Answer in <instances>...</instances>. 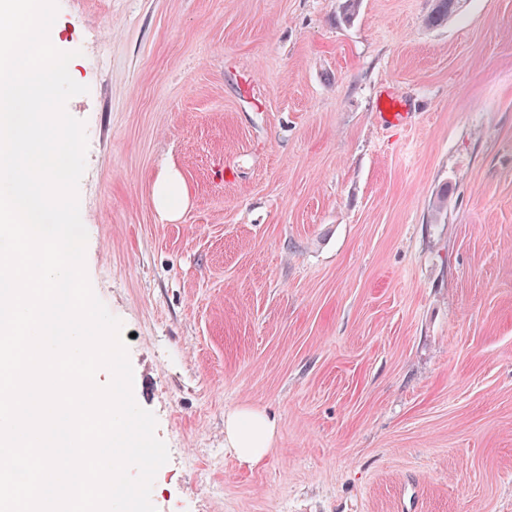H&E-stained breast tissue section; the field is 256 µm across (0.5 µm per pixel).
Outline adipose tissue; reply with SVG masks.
Wrapping results in <instances>:
<instances>
[{
  "label": "adipose tissue",
  "mask_w": 512,
  "mask_h": 512,
  "mask_svg": "<svg viewBox=\"0 0 512 512\" xmlns=\"http://www.w3.org/2000/svg\"><path fill=\"white\" fill-rule=\"evenodd\" d=\"M186 187L177 169L169 168L156 179L152 190L155 209L167 216H177L186 202ZM275 433L274 421L253 409L231 412L224 419V443L237 459L249 466L260 465Z\"/></svg>",
  "instance_id": "ef3b65f1"
}]
</instances>
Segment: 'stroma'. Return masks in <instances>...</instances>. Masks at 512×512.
Returning a JSON list of instances; mask_svg holds the SVG:
<instances>
[{
  "mask_svg": "<svg viewBox=\"0 0 512 512\" xmlns=\"http://www.w3.org/2000/svg\"><path fill=\"white\" fill-rule=\"evenodd\" d=\"M342 3L58 0L157 512H512V0ZM242 407L275 423L258 468ZM461 0H435L434 7L427 16V24L432 27L440 26L452 17L461 7ZM405 104L401 97L395 94H386L377 104L378 115L382 121L391 125L403 123L408 112H404ZM186 198L184 180L177 169H166L154 182L152 203L158 212L173 218L179 214ZM274 433V421L257 410H237L224 418V444L249 467L264 461Z\"/></svg>",
  "mask_w": 512,
  "mask_h": 512,
  "instance_id": "obj_1",
  "label": "stroma"
}]
</instances>
